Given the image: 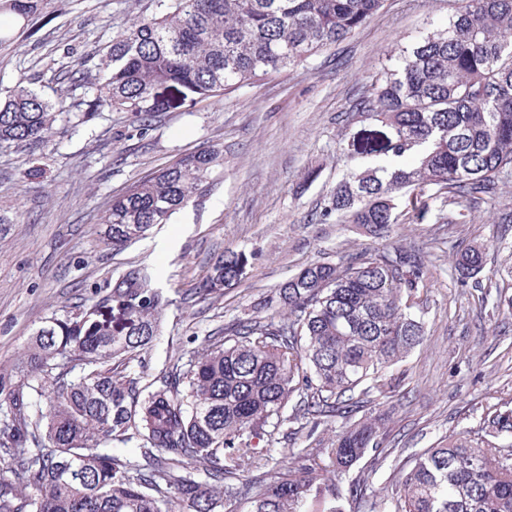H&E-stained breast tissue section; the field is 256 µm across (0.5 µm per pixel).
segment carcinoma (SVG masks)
<instances>
[{"instance_id": "1", "label": "carcinoma", "mask_w": 512, "mask_h": 512, "mask_svg": "<svg viewBox=\"0 0 512 512\" xmlns=\"http://www.w3.org/2000/svg\"><path fill=\"white\" fill-rule=\"evenodd\" d=\"M99 54L97 78L64 105L35 79L0 96V142L47 138L57 111L84 123L101 106L144 122L163 109L158 89L200 98L248 88L347 39L386 0H152ZM46 0H0V17L26 23ZM357 110L387 126L385 140L348 153L346 176L323 217L348 219L382 247L317 261L278 286V311L240 319L201 353L178 357L144 383L129 363L160 335L169 305L154 270L129 265L106 294L51 315L26 355L0 371V445L14 479L0 476V512H223L251 485L244 512H512V416L452 433L407 457L395 483L366 496L338 482L367 454L383 452L377 419L353 420L343 400L423 338L414 311L427 286L424 256L390 241L402 200L432 187L473 211L512 176V0H462L448 25L398 48ZM222 152L204 149L133 184L101 218L105 242L121 249L167 224L209 191ZM479 246L454 254L462 282L480 284ZM249 256L226 250L196 287L205 298L237 284ZM303 393L315 425L336 439L325 467L281 460L249 479L256 457L293 417ZM137 442L130 460L115 451Z\"/></svg>"}]
</instances>
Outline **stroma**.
Listing matches in <instances>:
<instances>
[{
  "instance_id": "35a3bbf8",
  "label": "stroma",
  "mask_w": 512,
  "mask_h": 512,
  "mask_svg": "<svg viewBox=\"0 0 512 512\" xmlns=\"http://www.w3.org/2000/svg\"><path fill=\"white\" fill-rule=\"evenodd\" d=\"M458 0H388L384 10L335 48L255 86L204 100L162 91L168 107L141 126L128 112L104 107L80 124L59 117L40 144H0V366L16 363L34 329L52 313L102 296L114 273L152 267L171 304L152 347L130 365L152 379L182 354L200 350L225 327L256 316L255 306L312 261L338 260L378 248L352 224L323 219L351 147L381 138L380 123L355 105L390 54L421 33L446 26ZM150 0H48L41 15L0 46V89L41 76L52 99L72 97L70 75L93 73L96 51L120 27L151 13ZM65 82L47 81L48 73ZM209 146L224 151L207 195L194 199L147 239L116 251L99 218L113 195ZM423 221L400 212L394 239L419 249L429 288L421 295L423 342L388 370L394 388L371 391L363 417H380L386 456L360 462L348 480L392 483L400 461L484 418L512 412V179L467 223L444 191L425 196ZM485 248L490 293L461 285L454 252ZM227 249L251 257L246 277L224 294L193 289L211 258Z\"/></svg>"
}]
</instances>
